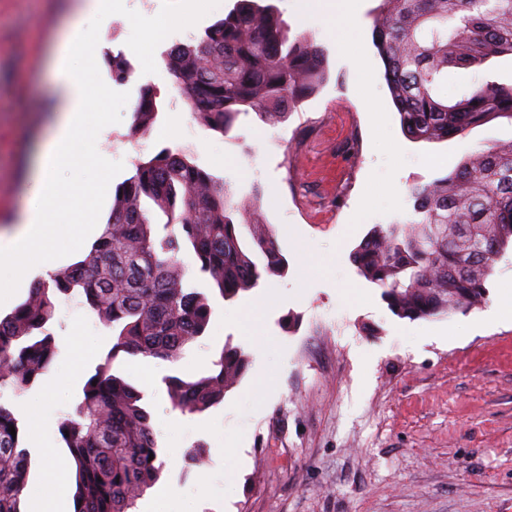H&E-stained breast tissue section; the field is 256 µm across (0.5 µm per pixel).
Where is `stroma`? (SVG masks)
Wrapping results in <instances>:
<instances>
[{
	"instance_id": "35a3bbf8",
	"label": "stroma",
	"mask_w": 512,
	"mask_h": 512,
	"mask_svg": "<svg viewBox=\"0 0 512 512\" xmlns=\"http://www.w3.org/2000/svg\"><path fill=\"white\" fill-rule=\"evenodd\" d=\"M290 36L325 50L328 78L287 119L240 115L228 136L191 116L164 62L168 46L192 44L236 0H202L198 12L155 43L147 16L176 0H116L98 42L69 57L92 93L91 117L73 145L95 144L101 165L63 166L59 210L47 235L74 263L92 246L69 229V212L112 202L77 194L106 179L121 183L137 160L180 152L223 180L236 199H259L288 267L225 301L207 282L212 316L204 336L178 364L125 357L121 374L144 395L160 446L184 453L204 446L207 464L182 456L159 482L170 512H512V324L492 312L512 294V249L500 255L480 307L409 320L395 315L382 290L360 276L354 248L374 229L414 217L409 189L452 173L474 152L512 140L498 118L462 137L413 142L384 79L372 37L380 0H343L350 18L301 0H268ZM79 0H0V230L23 206L25 185L49 135L59 102L55 56ZM123 55L128 81L113 80L109 55ZM512 82V58L449 73L455 96L473 83ZM157 94L150 131L133 138L141 87ZM108 127L100 137V127ZM59 347L50 371L25 393L8 395L31 454L29 486L61 461L58 422L77 403L82 380L111 346L107 330L82 304L60 298L50 325ZM251 357L241 382L201 414L173 410L165 376L208 370L224 345Z\"/></svg>"
}]
</instances>
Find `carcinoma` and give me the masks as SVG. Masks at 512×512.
<instances>
[{"instance_id":"cac0c4a2","label":"carcinoma","mask_w":512,"mask_h":512,"mask_svg":"<svg viewBox=\"0 0 512 512\" xmlns=\"http://www.w3.org/2000/svg\"><path fill=\"white\" fill-rule=\"evenodd\" d=\"M373 37L409 139L446 140L491 119L512 120V83L486 80L455 98L441 93L448 71L512 56V0H381ZM165 63L196 122L222 135L242 112L284 121L327 79L315 40L289 39L274 8L255 0H238L196 43L170 48ZM158 112L156 93L141 88L130 135L147 134ZM409 194L415 218L372 231L352 252L359 273L403 318L448 315L484 302L495 262L512 246V140L475 152L454 172ZM146 199L155 214L143 207ZM155 215L164 219L162 237ZM242 227L250 234L247 245ZM182 252L194 257L190 271L178 259ZM285 267L259 204L233 202L209 172L162 150L136 163L116 189L109 221L90 251L66 271L38 280L0 318V394L6 388L25 392L51 368L58 347L49 326L58 296L84 297L111 333V348L58 425L75 478V512H135L161 475L150 413L141 392L115 372L116 359L125 354L176 363L204 336L212 307L188 276L206 279L226 301ZM248 367V354L225 345L206 374L164 378L172 407L207 411L224 402ZM29 471L20 420L0 401V512H22Z\"/></svg>"}]
</instances>
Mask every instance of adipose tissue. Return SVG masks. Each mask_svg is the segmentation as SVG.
Returning <instances> with one entry per match:
<instances>
[{
	"mask_svg": "<svg viewBox=\"0 0 512 512\" xmlns=\"http://www.w3.org/2000/svg\"><path fill=\"white\" fill-rule=\"evenodd\" d=\"M56 77L62 85L65 103L51 135L35 159L30 199L16 218L12 232L0 234V307L9 305L16 289L36 273L55 265L56 256L46 234V226L59 201L52 169L69 161L80 166L101 162L94 148H86L78 155L72 151L73 142L86 120L89 89L64 60L56 62Z\"/></svg>",
	"mask_w": 512,
	"mask_h": 512,
	"instance_id": "1",
	"label": "adipose tissue"
}]
</instances>
